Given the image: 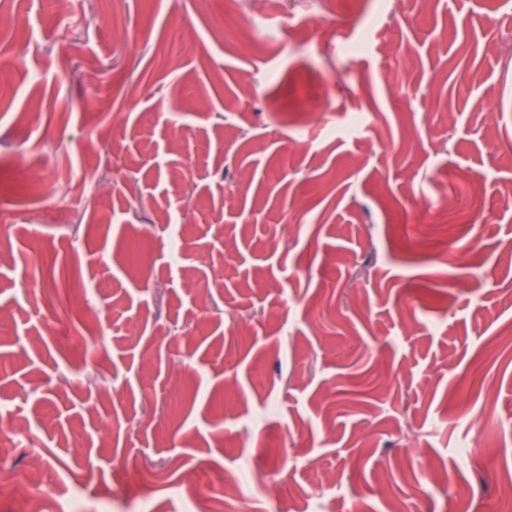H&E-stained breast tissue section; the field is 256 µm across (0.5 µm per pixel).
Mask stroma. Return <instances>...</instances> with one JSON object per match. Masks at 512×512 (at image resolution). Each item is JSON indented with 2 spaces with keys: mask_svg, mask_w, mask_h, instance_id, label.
Returning a JSON list of instances; mask_svg holds the SVG:
<instances>
[{
  "mask_svg": "<svg viewBox=\"0 0 512 512\" xmlns=\"http://www.w3.org/2000/svg\"><path fill=\"white\" fill-rule=\"evenodd\" d=\"M319 2L0 0V512H498L512 0Z\"/></svg>",
  "mask_w": 512,
  "mask_h": 512,
  "instance_id": "1",
  "label": "stroma"
}]
</instances>
